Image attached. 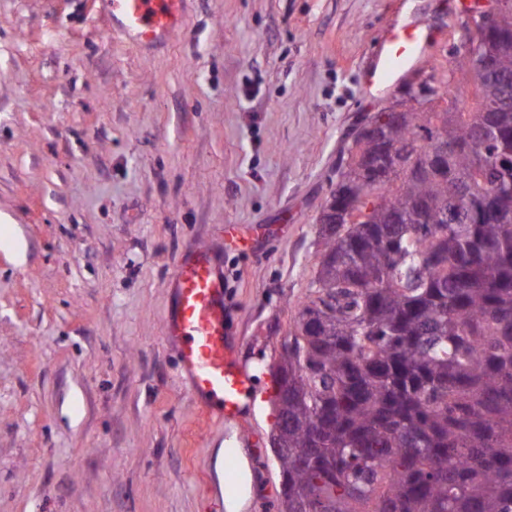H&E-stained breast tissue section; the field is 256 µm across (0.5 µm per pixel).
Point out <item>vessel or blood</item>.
<instances>
[{
    "label": "vessel or blood",
    "mask_w": 512,
    "mask_h": 512,
    "mask_svg": "<svg viewBox=\"0 0 512 512\" xmlns=\"http://www.w3.org/2000/svg\"><path fill=\"white\" fill-rule=\"evenodd\" d=\"M111 31L143 50L168 44L185 26V0H104ZM429 34L419 26L388 30L384 48L363 73L368 86L384 88L413 76ZM175 301L165 319L168 339L178 345V369L193 394L213 403L228 422L245 419L253 378L239 359L226 320L224 272L207 248L186 252L172 275Z\"/></svg>",
    "instance_id": "b4317fda"
}]
</instances>
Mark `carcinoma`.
I'll return each mask as SVG.
<instances>
[{
	"instance_id": "obj_1",
	"label": "carcinoma",
	"mask_w": 512,
	"mask_h": 512,
	"mask_svg": "<svg viewBox=\"0 0 512 512\" xmlns=\"http://www.w3.org/2000/svg\"><path fill=\"white\" fill-rule=\"evenodd\" d=\"M481 50L489 67L455 66L476 111L441 80L338 168L272 366L278 512H512V8ZM384 141L405 163L375 186Z\"/></svg>"
}]
</instances>
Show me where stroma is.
Returning a JSON list of instances; mask_svg holds the SVG:
<instances>
[{"label":"stroma","mask_w":512,"mask_h":512,"mask_svg":"<svg viewBox=\"0 0 512 512\" xmlns=\"http://www.w3.org/2000/svg\"><path fill=\"white\" fill-rule=\"evenodd\" d=\"M463 0H187L162 51L97 0H0V512H277L270 367L309 294L318 218L361 117L399 94L360 72L390 26L448 71ZM227 319L255 377L245 424L192 394L165 337L184 249L224 225ZM252 237L238 224L224 225V247L226 249L244 250L250 247ZM246 483L247 472L242 461L240 473L235 471L233 480H229L226 485L224 507L227 509V512H244L242 509L245 506Z\"/></svg>","instance_id":"obj_1"}]
</instances>
